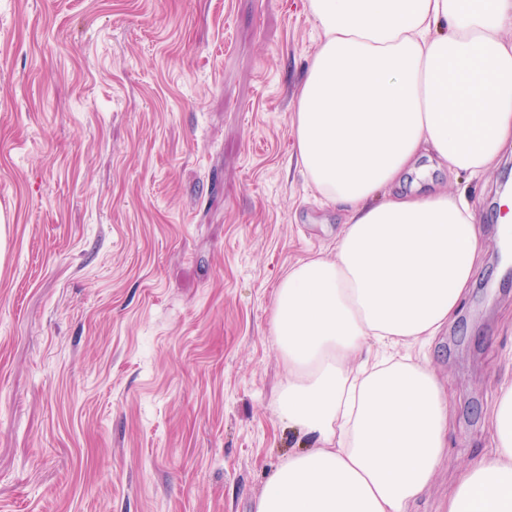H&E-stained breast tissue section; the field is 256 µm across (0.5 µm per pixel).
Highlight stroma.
Instances as JSON below:
<instances>
[{
  "label": "stroma",
  "instance_id": "obj_1",
  "mask_svg": "<svg viewBox=\"0 0 512 512\" xmlns=\"http://www.w3.org/2000/svg\"><path fill=\"white\" fill-rule=\"evenodd\" d=\"M306 0H0V512H252L298 449L270 328L345 218L293 161ZM512 154L471 185L483 256L428 348L454 407L415 512L488 452L512 377Z\"/></svg>",
  "mask_w": 512,
  "mask_h": 512
}]
</instances>
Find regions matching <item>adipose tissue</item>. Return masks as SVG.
Masks as SVG:
<instances>
[{
  "instance_id": "obj_1",
  "label": "adipose tissue",
  "mask_w": 512,
  "mask_h": 512,
  "mask_svg": "<svg viewBox=\"0 0 512 512\" xmlns=\"http://www.w3.org/2000/svg\"><path fill=\"white\" fill-rule=\"evenodd\" d=\"M321 32L295 100V163L346 222L297 262L272 309L287 375L278 420L306 448L254 512H412L448 446L424 349L460 308L482 245L462 193H404L421 158L481 177L512 151V0H307ZM493 453L440 512H512V383L487 412Z\"/></svg>"
}]
</instances>
